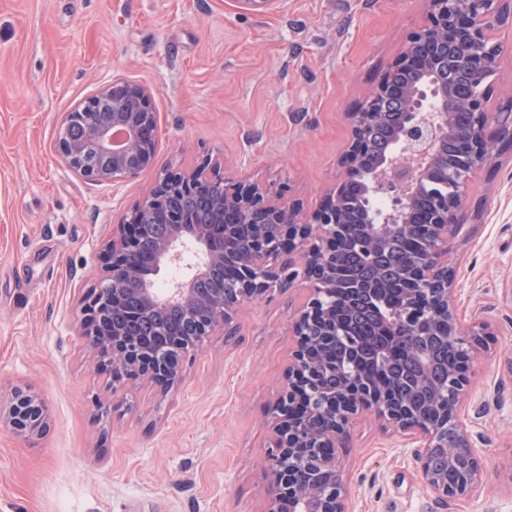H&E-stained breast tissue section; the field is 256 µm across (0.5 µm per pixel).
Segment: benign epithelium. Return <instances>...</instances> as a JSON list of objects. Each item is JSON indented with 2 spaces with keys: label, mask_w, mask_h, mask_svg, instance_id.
Here are the masks:
<instances>
[{
  "label": "benign epithelium",
  "mask_w": 512,
  "mask_h": 512,
  "mask_svg": "<svg viewBox=\"0 0 512 512\" xmlns=\"http://www.w3.org/2000/svg\"><path fill=\"white\" fill-rule=\"evenodd\" d=\"M422 2L424 22L407 35L403 51L389 63L367 99L344 113L349 138L338 159L341 177L306 218L300 217L298 204L272 200L244 179L224 181L216 200L226 227L185 224L178 221L169 200L197 194L209 178L210 163L204 160L190 172H168L112 225V236L102 249L107 276L83 307L81 335L97 369L103 373L110 367L125 382L143 379L164 394L181 379L184 359L200 350L209 336L236 334L234 318L242 306L274 287L308 286L307 301L288 325L293 346L270 428L263 512H350L348 482L337 449L362 415L414 440L413 459L438 502L475 499L486 482L481 450L459 412L469 393L474 364L489 350V326L475 320L465 328L458 321L453 305L456 277L447 255L448 236L459 223L468 181L512 143V105L496 114L488 107L500 55L491 31L505 16L506 0ZM450 40L470 45V52L455 60L460 70L475 76L474 86L461 98L440 76ZM152 97L150 87L118 78L67 113L55 142L65 167L87 181L112 186L152 168L158 143ZM459 112L471 115L468 127L458 126ZM451 135L464 139L469 150L448 168L442 166L441 152ZM438 171L452 183V191L430 202L422 219L428 230L396 270L406 280L399 325L413 336L412 323L424 321L431 333L467 349L465 370L450 364L445 370L453 395H435L424 406H415L416 394H431L429 364L417 380L405 384L365 387L352 378L337 388L313 387L331 375L323 349L339 335L336 309L345 291L336 281L321 277V269L336 261L342 243L374 262L391 236L409 230L414 202L420 194L431 193L432 175ZM353 187L360 188L362 213L351 220L345 214V196ZM383 197L389 201L384 213L373 206ZM160 215L165 223L146 235L138 219L151 221ZM234 224L255 226L253 254L235 262L233 288L216 296L204 291L202 284L213 269L224 266ZM269 224L279 225L281 234L268 236ZM188 240L199 246L202 257L162 296L143 279L142 270L148 266L159 271L179 261L180 247ZM137 299L157 312L170 304L181 306L186 318L199 323L198 334L177 338L159 329L150 337L155 352L136 338L100 335L97 324L106 310L119 308L135 319L142 311ZM2 424L26 436L38 435L48 425L47 407L31 389L18 388L8 406L0 405Z\"/></svg>",
  "instance_id": "obj_1"
}]
</instances>
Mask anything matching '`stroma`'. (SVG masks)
Listing matches in <instances>:
<instances>
[{"label": "stroma", "mask_w": 512, "mask_h": 512, "mask_svg": "<svg viewBox=\"0 0 512 512\" xmlns=\"http://www.w3.org/2000/svg\"><path fill=\"white\" fill-rule=\"evenodd\" d=\"M421 0H0V404L32 386L50 414L38 436L0 425V512H262L268 425L290 314L303 288L245 305L167 394L113 387L79 334L119 218L163 170L211 158L219 174L315 209L338 180L346 111L365 100ZM489 108L512 103V17ZM146 84L158 114L155 167L119 188L68 171L62 117L113 77ZM448 243L455 303L495 327L469 402L487 468L464 512H512L498 471L512 455V149L477 172ZM353 512H453L429 497L403 438L359 418L338 451Z\"/></svg>", "instance_id": "stroma-1"}]
</instances>
